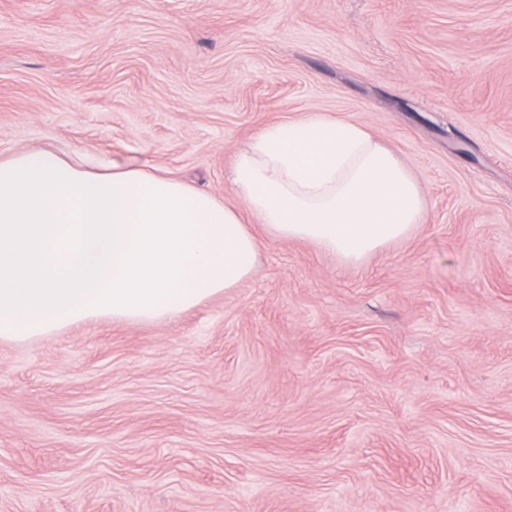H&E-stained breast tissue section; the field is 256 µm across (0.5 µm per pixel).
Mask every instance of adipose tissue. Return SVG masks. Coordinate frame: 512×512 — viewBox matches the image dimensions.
I'll list each match as a JSON object with an SVG mask.
<instances>
[{"label":"adipose tissue","mask_w":512,"mask_h":512,"mask_svg":"<svg viewBox=\"0 0 512 512\" xmlns=\"http://www.w3.org/2000/svg\"><path fill=\"white\" fill-rule=\"evenodd\" d=\"M230 182L235 206L139 166L89 172L41 149L0 161V340L189 310L249 277L253 222L356 262L423 217L408 166L320 114L262 130Z\"/></svg>","instance_id":"obj_1"}]
</instances>
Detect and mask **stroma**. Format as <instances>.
Returning a JSON list of instances; mask_svg holds the SVG:
<instances>
[{"label": "stroma", "mask_w": 512, "mask_h": 512, "mask_svg": "<svg viewBox=\"0 0 512 512\" xmlns=\"http://www.w3.org/2000/svg\"><path fill=\"white\" fill-rule=\"evenodd\" d=\"M320 113L426 215L358 263L251 225L238 287L0 342V512H512V0H0V160L224 201Z\"/></svg>", "instance_id": "obj_1"}]
</instances>
